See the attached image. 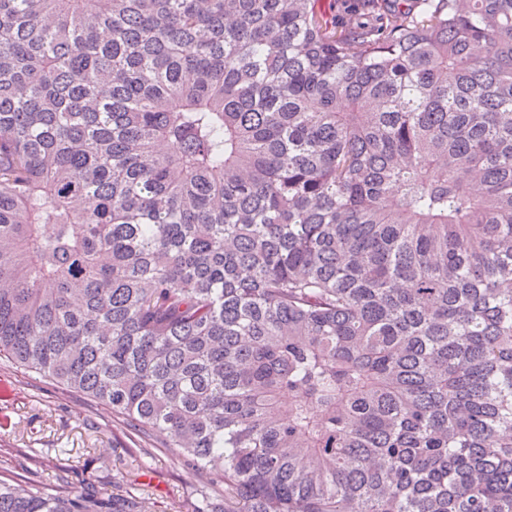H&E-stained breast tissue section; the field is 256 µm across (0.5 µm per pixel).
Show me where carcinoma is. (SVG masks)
I'll use <instances>...</instances> for the list:
<instances>
[{"instance_id":"1","label":"carcinoma","mask_w":512,"mask_h":512,"mask_svg":"<svg viewBox=\"0 0 512 512\" xmlns=\"http://www.w3.org/2000/svg\"><path fill=\"white\" fill-rule=\"evenodd\" d=\"M359 2L0 0V354L193 512H512V0Z\"/></svg>"}]
</instances>
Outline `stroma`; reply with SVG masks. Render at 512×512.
<instances>
[{
  "label": "stroma",
  "instance_id": "35a3bbf8",
  "mask_svg": "<svg viewBox=\"0 0 512 512\" xmlns=\"http://www.w3.org/2000/svg\"><path fill=\"white\" fill-rule=\"evenodd\" d=\"M21 470L30 455L44 458V486L66 474L108 496L134 492L152 512H190L196 479L181 460L147 447L121 417L82 394L0 359V449Z\"/></svg>",
  "mask_w": 512,
  "mask_h": 512
}]
</instances>
